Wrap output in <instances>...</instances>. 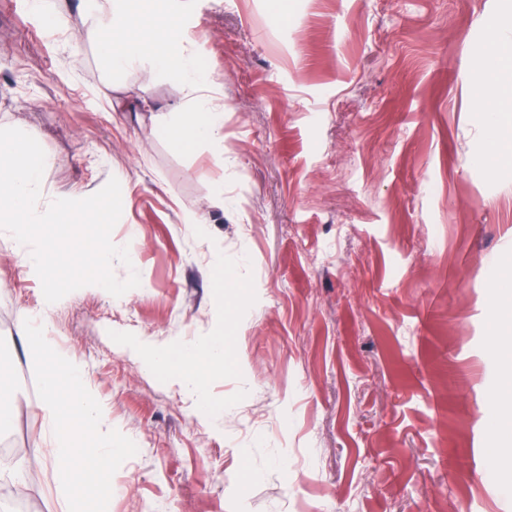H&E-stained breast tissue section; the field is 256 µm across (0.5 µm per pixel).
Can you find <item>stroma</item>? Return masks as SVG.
I'll list each match as a JSON object with an SVG mask.
<instances>
[{"label": "stroma", "instance_id": "obj_1", "mask_svg": "<svg viewBox=\"0 0 512 512\" xmlns=\"http://www.w3.org/2000/svg\"><path fill=\"white\" fill-rule=\"evenodd\" d=\"M0 4V128L48 160L40 207L117 178L111 233L138 287L46 303L0 230L8 435L0 496L69 512L22 316L80 361L102 430L137 446L110 512H512L491 456L502 365L495 288L512 258V165L484 151L480 64L512 0H193L183 26L224 103L222 149L175 148L184 98L111 74L69 15L47 29ZM152 113L113 112L117 85ZM223 208H207L216 182ZM206 208L201 226L182 209ZM224 336L202 394L152 357Z\"/></svg>", "mask_w": 512, "mask_h": 512}]
</instances>
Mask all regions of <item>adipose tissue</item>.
Listing matches in <instances>:
<instances>
[{"mask_svg":"<svg viewBox=\"0 0 512 512\" xmlns=\"http://www.w3.org/2000/svg\"><path fill=\"white\" fill-rule=\"evenodd\" d=\"M79 0L82 20L91 24L101 54L112 71L124 72L150 64L159 77L176 79L186 93L168 124L174 147L189 149L201 142L219 145L223 140L224 110L215 105L208 72L198 64L191 41L179 22L187 0ZM490 77L482 86L477 116L484 126L487 150L506 151L499 133V110L508 89L501 73L512 70V36L494 33L486 56ZM224 364V339L211 337L205 344L177 353L158 354L153 365L176 373L195 388H202L213 368Z\"/></svg>","mask_w":512,"mask_h":512,"instance_id":"1","label":"adipose tissue"}]
</instances>
